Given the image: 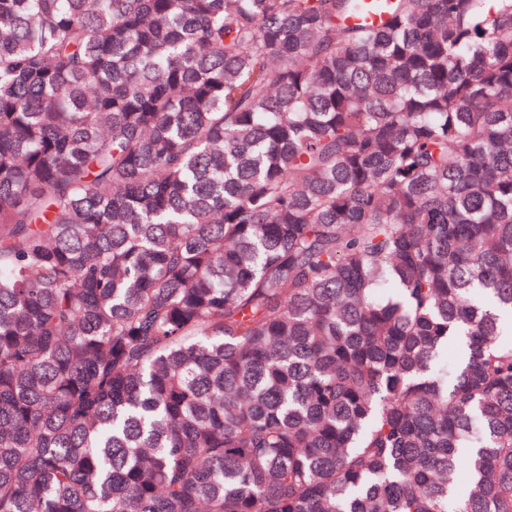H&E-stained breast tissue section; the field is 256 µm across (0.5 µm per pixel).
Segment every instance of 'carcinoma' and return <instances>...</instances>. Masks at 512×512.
Masks as SVG:
<instances>
[{"label": "carcinoma", "instance_id": "cac0c4a2", "mask_svg": "<svg viewBox=\"0 0 512 512\" xmlns=\"http://www.w3.org/2000/svg\"><path fill=\"white\" fill-rule=\"evenodd\" d=\"M0 512H512V0H0Z\"/></svg>", "mask_w": 512, "mask_h": 512}]
</instances>
